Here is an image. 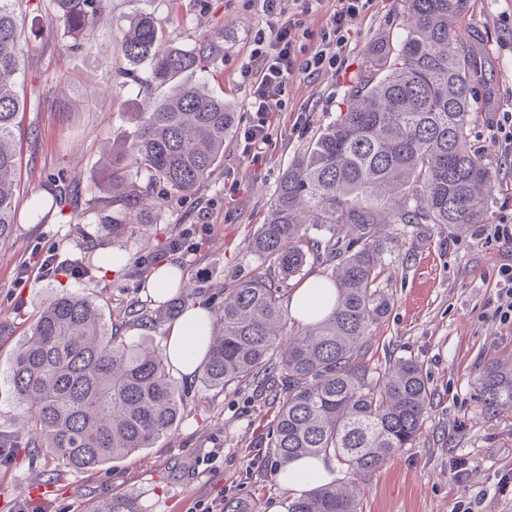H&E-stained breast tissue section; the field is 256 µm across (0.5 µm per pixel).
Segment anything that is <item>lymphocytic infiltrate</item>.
Segmentation results:
<instances>
[{"mask_svg": "<svg viewBox=\"0 0 512 512\" xmlns=\"http://www.w3.org/2000/svg\"><path fill=\"white\" fill-rule=\"evenodd\" d=\"M273 25L257 33L250 56L253 67L243 73L248 85L251 118L239 133L247 153L261 154L268 144L273 119L284 111L289 82L297 75L319 76L338 68L349 48L354 21L371 12L375 0H263ZM321 18L318 28L306 25L308 16ZM309 47H302V40Z\"/></svg>", "mask_w": 512, "mask_h": 512, "instance_id": "obj_1", "label": "lymphocytic infiltrate"}]
</instances>
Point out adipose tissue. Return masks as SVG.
<instances>
[{
    "mask_svg": "<svg viewBox=\"0 0 512 512\" xmlns=\"http://www.w3.org/2000/svg\"><path fill=\"white\" fill-rule=\"evenodd\" d=\"M335 301L334 289L320 288L318 280L308 279L291 291L288 311L297 322L309 324L327 314ZM212 327L213 315L206 305L196 303L185 308L164 340V354L172 371L187 377L197 372L208 350ZM335 476V462L322 455L292 460L276 471L278 483L295 494Z\"/></svg>",
    "mask_w": 512,
    "mask_h": 512,
    "instance_id": "adipose-tissue-1",
    "label": "adipose tissue"
}]
</instances>
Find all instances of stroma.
Returning a JSON list of instances; mask_svg holds the SVG:
<instances>
[{
    "label": "stroma",
    "mask_w": 512,
    "mask_h": 512,
    "mask_svg": "<svg viewBox=\"0 0 512 512\" xmlns=\"http://www.w3.org/2000/svg\"><path fill=\"white\" fill-rule=\"evenodd\" d=\"M26 40L19 76L27 105L18 117L20 158L18 221L0 241V434L18 427L6 372L30 324L57 286L89 297L106 323L136 329L163 347L165 325L135 327L129 312L149 306L142 283L168 262L181 266L201 301L217 305L226 288L253 276L259 266L248 240L265 221L269 203L292 160L335 121L355 77L369 67L370 46L399 39L403 0H375L371 14L351 29L340 72L299 76L288 88L285 112L274 119L261 158L244 152L238 138L224 144L219 171L194 195L155 190L160 214L108 235L91 202L89 187L114 141L132 129L131 113L151 101L139 66L126 76L120 42L131 16L154 13L171 44L188 46L222 28L220 53L208 72L189 75L222 90L239 124H246L251 40L268 29L263 0H112L90 32V43L70 48L61 26L50 25L39 0L23 4ZM462 39L478 35L487 88L478 89L470 144L490 171L491 191L483 223L391 224L381 257L379 286L390 311L373 326L364 360L377 367L413 359L422 364L430 406L421 433L382 468L355 480L363 512H512V491L500 490L512 470V410H485L477 378L492 362L512 355V320L496 308L501 269L512 265V244L491 238L492 225L512 218V159L489 119L512 113V0H467L457 27ZM239 187L224 192L225 174ZM76 181L84 194L75 207L54 206L55 178ZM140 261L122 276H69L64 281L19 279L21 264L54 256L98 265L101 249ZM184 393L177 428L154 447L95 470H73L39 450L14 454L0 448V512H85L88 502L115 494L136 497L144 512H197L198 504L227 501L251 512H284L292 496L275 476L267 446L277 405L248 384L205 386L200 377H177ZM468 463L457 480L452 460ZM49 490L33 497L28 485Z\"/></svg>",
    "instance_id": "stroma-1"
}]
</instances>
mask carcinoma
Listing matches in <instances>:
<instances>
[{
  "label": "carcinoma",
  "instance_id": "1",
  "mask_svg": "<svg viewBox=\"0 0 512 512\" xmlns=\"http://www.w3.org/2000/svg\"><path fill=\"white\" fill-rule=\"evenodd\" d=\"M108 0H47L46 17L86 44ZM404 35L371 45L346 109L284 172L266 222L250 250L260 271L239 282L216 312L201 379L223 388L258 382L279 403L268 447L279 464L301 456L336 459L354 477L381 467L419 436L430 404L423 366L412 359L384 368L361 357L371 327L390 300L378 271L388 224H480L490 175L471 149L474 83L483 66L452 35L464 0H404ZM23 0H0V239L11 235L17 207L15 89L22 64ZM121 50L146 63L149 84L169 91L145 112L112 154L92 190L109 234L154 218L148 189L188 196L224 162L237 113L224 95L183 81L218 54V38L173 47L153 17L140 12ZM347 228L350 239L339 235ZM332 262L327 287L336 306L318 323L287 328L289 280L308 264ZM165 312L133 310L160 324ZM9 383L19 410L12 439L18 452L40 448L75 469H96L151 448L178 425L182 402L165 356L144 340L113 335L89 298L61 289L37 314L16 349ZM486 409L512 408V357L478 377ZM88 512H142L136 498L115 494ZM288 512H362L353 481L321 485L288 504Z\"/></svg>",
  "mask_w": 512,
  "mask_h": 512
}]
</instances>
